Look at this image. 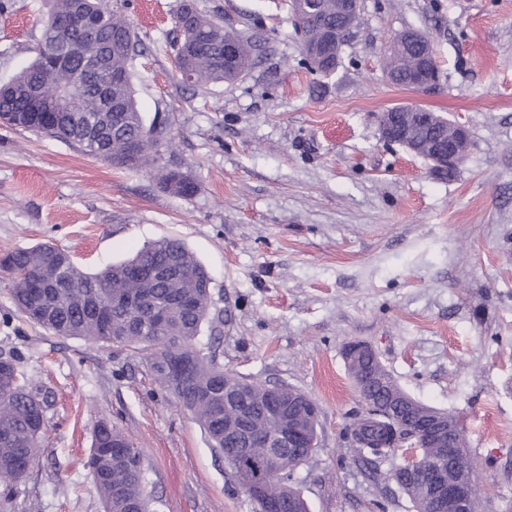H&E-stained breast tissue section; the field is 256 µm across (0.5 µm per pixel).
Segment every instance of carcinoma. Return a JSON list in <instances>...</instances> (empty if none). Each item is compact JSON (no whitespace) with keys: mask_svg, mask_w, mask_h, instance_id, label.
Listing matches in <instances>:
<instances>
[{"mask_svg":"<svg viewBox=\"0 0 512 512\" xmlns=\"http://www.w3.org/2000/svg\"><path fill=\"white\" fill-rule=\"evenodd\" d=\"M314 10L303 14V37L311 44L323 41L339 24L337 0H309ZM93 15L101 19L94 37L97 49L110 50L108 69L88 68L82 58H71L68 70L51 67L46 59L59 51L56 22L62 17ZM224 24L198 8L181 5L175 18L171 45L176 52L178 71L193 75L196 83L234 82L253 64L251 36L237 34V56L224 60ZM138 40L132 25L118 16L110 0H50L42 35L34 48V60L9 80L0 83V118L18 121L20 129L60 138L75 144L82 153L124 166L134 167L125 153V144L141 136L147 125L133 90V61ZM420 49L409 46L400 53L393 68L396 85L411 84ZM125 80L114 83V73ZM39 91L42 103L54 107L52 120L44 122L32 111L28 91ZM180 171L167 169L162 176L165 189L172 195L187 197L195 184L179 179ZM135 266L145 271L142 281L128 278ZM0 270L13 281L11 300L32 323L57 336L80 337L102 345H123L147 352L148 367L155 382L169 389L166 369L175 356L201 357L182 383L179 395L206 432L212 448L226 456L238 449L252 447L251 457L263 456V450L245 440H234L224 423L241 414L252 428L264 433L272 424L263 417L269 387L246 381L224 370L209 354L212 345L200 344L202 324L211 316L210 295L205 284L211 281L205 267L177 238H162L139 249L121 263L97 273H86L72 256L51 244L15 249L3 255ZM44 279L51 284L45 295L32 296L31 280ZM197 296L195 309L176 304V296ZM14 370L7 383L0 384V482L14 483L27 476L36 461L44 427L33 420L34 405L30 388L18 361L9 358ZM348 374L359 390L362 411L356 413L345 439L356 449L358 458L374 465L379 459L418 441L405 424L406 409L394 396L402 392L380 358L372 354L367 363L347 365ZM238 391L233 408L224 406V387ZM448 456L456 464L470 467L464 450V433L456 427L458 419L450 414ZM126 443V452H113L112 441ZM312 453L310 448H293L288 466L270 467L262 474L266 492L284 497V512H291L300 493L291 485L293 470ZM432 451L424 458L411 480L399 485L413 502L417 512H442L426 501L424 486L431 473ZM86 465L93 468L96 489L104 512H149L141 453L126 435L102 418L93 432L92 448Z\"/></svg>","mask_w":512,"mask_h":512,"instance_id":"carcinoma-1","label":"carcinoma"}]
</instances>
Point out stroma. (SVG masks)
<instances>
[{
  "label": "stroma",
  "instance_id": "stroma-1",
  "mask_svg": "<svg viewBox=\"0 0 512 512\" xmlns=\"http://www.w3.org/2000/svg\"><path fill=\"white\" fill-rule=\"evenodd\" d=\"M180 0H112L141 43L136 98L171 130L161 159L128 168L60 139L0 125V254L48 243L86 272L148 242L183 241L211 279L228 372L295 387L318 404V446L291 482L309 512H415L392 478L403 451L362 467L344 438L361 409L343 348L372 346L400 387L460 421L481 512H512V0H360L336 72L303 60L287 0H196L252 27L237 81L182 83L169 46ZM47 0H0V78L34 57ZM414 29L439 80L390 83L384 50ZM417 105L464 124L453 178L383 141L377 117ZM196 185H161V167ZM0 271V355L46 393L43 446L0 484V512H103L84 461L105 417L141 451L153 512H255L145 352L29 323Z\"/></svg>",
  "mask_w": 512,
  "mask_h": 512
}]
</instances>
